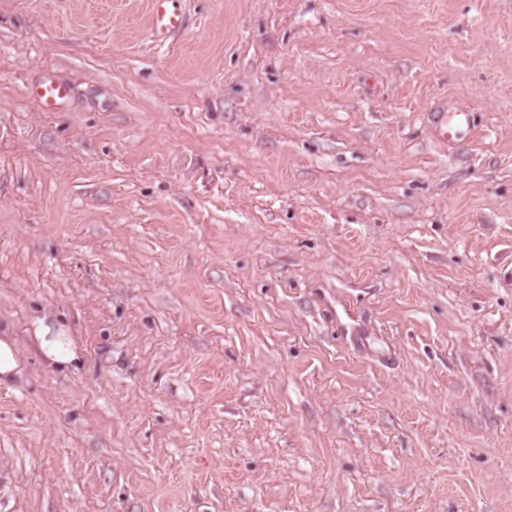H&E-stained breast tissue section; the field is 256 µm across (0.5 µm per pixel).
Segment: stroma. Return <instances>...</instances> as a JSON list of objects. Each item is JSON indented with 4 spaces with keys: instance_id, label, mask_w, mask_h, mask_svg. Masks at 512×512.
<instances>
[{
    "instance_id": "35a3bbf8",
    "label": "stroma",
    "mask_w": 512,
    "mask_h": 512,
    "mask_svg": "<svg viewBox=\"0 0 512 512\" xmlns=\"http://www.w3.org/2000/svg\"><path fill=\"white\" fill-rule=\"evenodd\" d=\"M181 8L0 0V512H512V0ZM149 14L150 31L156 41H166L186 28V17L179 0H150ZM70 87L53 77H45L29 88V95L44 112H60L69 102ZM424 120L429 137L448 147L471 140L477 129L471 109L448 101L435 104ZM37 325L36 336H33V339L48 366L66 371L79 363L80 355L69 336H49L51 329L42 319ZM24 372L22 353L12 336H0V384H10Z\"/></svg>"
}]
</instances>
